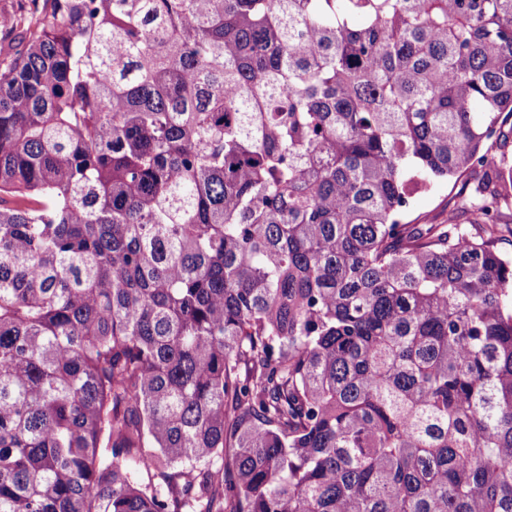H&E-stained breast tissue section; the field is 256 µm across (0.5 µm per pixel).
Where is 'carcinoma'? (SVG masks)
Instances as JSON below:
<instances>
[{"label":"carcinoma","mask_w":512,"mask_h":512,"mask_svg":"<svg viewBox=\"0 0 512 512\" xmlns=\"http://www.w3.org/2000/svg\"><path fill=\"white\" fill-rule=\"evenodd\" d=\"M10 27L0 512H512V0ZM460 188L459 186L452 187V184L448 186H440L430 193L423 194L416 199L415 203V214L426 213L429 217L436 215V221L439 223L442 220L448 221V211L443 214L440 213L442 208V201L446 198H450Z\"/></svg>","instance_id":"cac0c4a2"}]
</instances>
